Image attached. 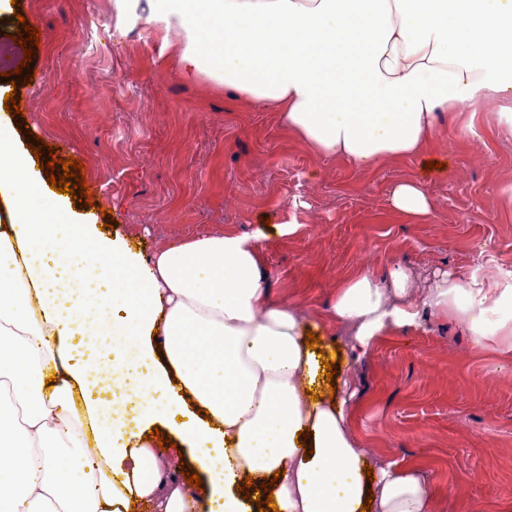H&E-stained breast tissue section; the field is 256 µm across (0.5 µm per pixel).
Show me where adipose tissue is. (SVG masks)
Listing matches in <instances>:
<instances>
[{
    "label": "adipose tissue",
    "instance_id": "obj_1",
    "mask_svg": "<svg viewBox=\"0 0 512 512\" xmlns=\"http://www.w3.org/2000/svg\"><path fill=\"white\" fill-rule=\"evenodd\" d=\"M148 2L143 14L114 0L119 22L176 32L182 73L274 108L322 156L419 155L439 113L512 88V0ZM33 166L0 120V512H251L242 476L272 483L278 512H433L416 470L365 473L344 396L311 397L321 364L300 310L263 284L261 235L146 259L79 222ZM390 200L431 214L423 178ZM423 309L467 323L479 349L510 337L512 352L511 282L443 271L417 294L405 269L367 270L337 288L331 314L360 358ZM74 336L91 342L78 362ZM174 417L206 499L162 478L147 433Z\"/></svg>",
    "mask_w": 512,
    "mask_h": 512
}]
</instances>
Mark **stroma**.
<instances>
[{
    "label": "stroma",
    "mask_w": 512,
    "mask_h": 512,
    "mask_svg": "<svg viewBox=\"0 0 512 512\" xmlns=\"http://www.w3.org/2000/svg\"><path fill=\"white\" fill-rule=\"evenodd\" d=\"M20 3L0 14V42L24 21L40 46L32 84L14 78L19 138L69 145L91 194L73 211L112 222L146 257L196 237L254 234L262 217L296 225L262 241L263 272L274 300L320 324L326 354L344 342L330 307L366 268L360 249L372 271L408 267L420 289L441 270L493 288L512 264L511 101L440 117L422 156L446 153L451 164L431 175L432 213L417 221L391 207L390 191L419 174L422 157L362 166L314 153L273 109L182 76L163 33L119 25L113 0ZM344 371L370 462L415 468L435 512H512V353L500 342L476 350L463 323L423 313Z\"/></svg>",
    "instance_id": "stroma-1"
}]
</instances>
